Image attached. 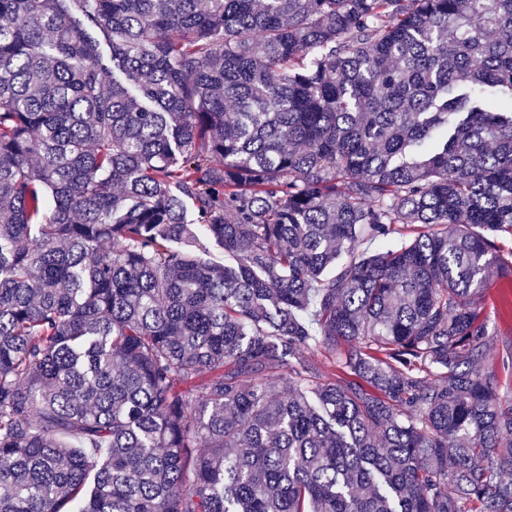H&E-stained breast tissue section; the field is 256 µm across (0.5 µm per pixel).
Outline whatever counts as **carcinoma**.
<instances>
[{
    "label": "carcinoma",
    "mask_w": 512,
    "mask_h": 512,
    "mask_svg": "<svg viewBox=\"0 0 512 512\" xmlns=\"http://www.w3.org/2000/svg\"><path fill=\"white\" fill-rule=\"evenodd\" d=\"M507 236L512 0H0V512H512ZM503 286L502 280H496L493 278L490 280V282L487 284V289L485 290V299L486 303L488 304L489 310L493 309L492 311V320L489 324V329L491 333L498 335L493 336L494 339H501L504 335H507L509 338L512 337L511 327L509 321L504 318L503 316L497 315L496 310H498L500 313L501 307H500V295H501V288Z\"/></svg>",
    "instance_id": "1"
}]
</instances>
